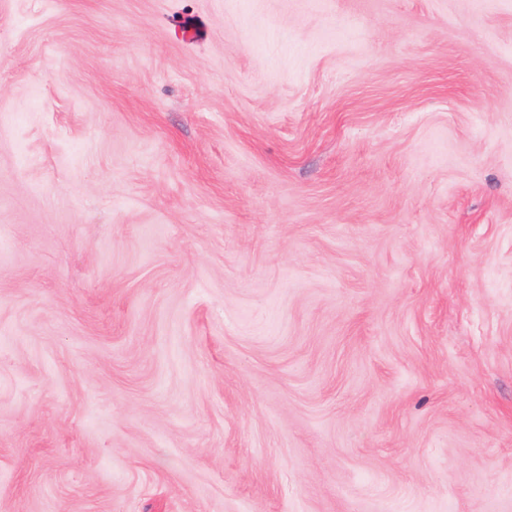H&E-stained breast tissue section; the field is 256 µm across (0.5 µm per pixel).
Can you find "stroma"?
I'll return each instance as SVG.
<instances>
[{
  "label": "stroma",
  "mask_w": 512,
  "mask_h": 512,
  "mask_svg": "<svg viewBox=\"0 0 512 512\" xmlns=\"http://www.w3.org/2000/svg\"><path fill=\"white\" fill-rule=\"evenodd\" d=\"M0 512H512V0H0Z\"/></svg>",
  "instance_id": "obj_1"
}]
</instances>
